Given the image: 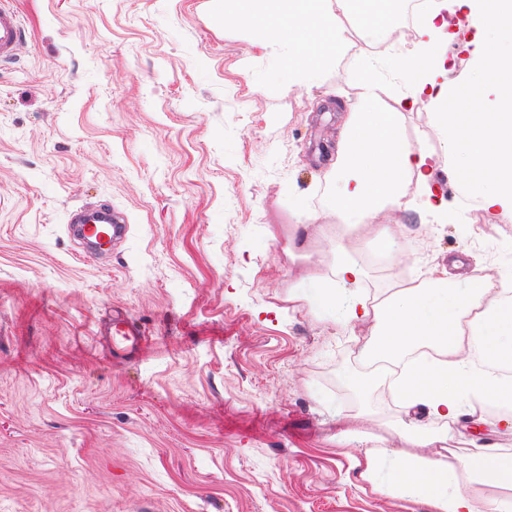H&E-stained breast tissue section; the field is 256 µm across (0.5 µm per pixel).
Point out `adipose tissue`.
Instances as JSON below:
<instances>
[{
    "label": "adipose tissue",
    "mask_w": 512,
    "mask_h": 512,
    "mask_svg": "<svg viewBox=\"0 0 512 512\" xmlns=\"http://www.w3.org/2000/svg\"><path fill=\"white\" fill-rule=\"evenodd\" d=\"M453 17L475 29L463 47L481 93L464 112L448 109L460 86L448 78L444 51L459 37L450 28ZM414 31L416 41L400 63L410 89L395 105H386L380 95V59L362 60L361 93L346 106L330 164V209L343 223H369L379 209L400 205L414 179L424 206L447 213L448 203L433 185L431 153L412 147L400 124L401 112L424 102L444 134L449 169L464 174L467 195L482 209L512 211V92L504 81L512 75V0H438ZM486 91L497 98L488 112L480 109ZM458 266L453 259L430 267L424 279L399 285L372 302L364 294V268L341 248L329 273L301 276L291 297L352 333L366 364L401 366L393 383L396 399L427 411L429 424L406 423L401 432L418 447L434 449V456L409 455L375 440L361 451L363 481L427 504L433 512H512L511 499H481L462 489L466 481L512 487L511 455L478 445L463 454L446 447L464 399L495 403L505 411L502 424L512 430V399L501 397L505 381H512V289L487 277L458 275Z\"/></svg>",
    "instance_id": "ef3b65f1"
}]
</instances>
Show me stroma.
Masks as SVG:
<instances>
[{
    "instance_id": "1",
    "label": "stroma",
    "mask_w": 512,
    "mask_h": 512,
    "mask_svg": "<svg viewBox=\"0 0 512 512\" xmlns=\"http://www.w3.org/2000/svg\"><path fill=\"white\" fill-rule=\"evenodd\" d=\"M25 38L0 63V512H431L360 481L340 426L416 454L387 384L360 394L352 336L289 301L337 246L363 256L401 228L405 264L365 267L377 295L459 256L512 281V211L482 223L448 173L427 104L403 112L428 140L450 221L401 206L335 230L324 206L367 34L319 82L273 92L254 46L212 0H13ZM110 207L112 253L85 255L70 218ZM307 224V257L287 254ZM276 228L269 240L268 228ZM147 353L107 354L113 311ZM498 409L463 406L455 438L512 455Z\"/></svg>"
}]
</instances>
